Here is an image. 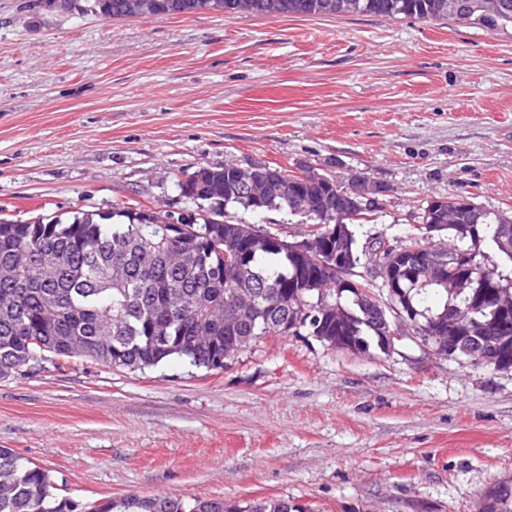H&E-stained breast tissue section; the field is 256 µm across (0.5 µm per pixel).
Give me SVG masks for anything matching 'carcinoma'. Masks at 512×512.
I'll use <instances>...</instances> for the list:
<instances>
[{"mask_svg":"<svg viewBox=\"0 0 512 512\" xmlns=\"http://www.w3.org/2000/svg\"><path fill=\"white\" fill-rule=\"evenodd\" d=\"M129 0H91L86 10L109 19L130 17ZM220 2L224 13L280 15L375 14L403 15L420 20H476L489 28L512 26V0H461L463 8L450 14L445 0H151L154 15L208 11ZM342 179L298 172L267 163L252 174L233 163L220 169L201 167L189 178L176 180L180 195L206 215L193 225L194 265L175 264L178 243L160 231L170 214L143 206L109 211L78 210L65 219L0 217V378L35 371L47 362L62 365L72 358L102 365L143 370L184 360L208 371L224 369V361L256 339L281 334L282 324L296 325L295 334L327 336L334 346L336 325L322 322L324 311L338 310L345 336L378 344V332L367 321L354 291L338 287L335 276L320 270L322 255L295 257L285 248L263 241L238 242V224L226 220L225 210L237 206L260 213L280 211L309 220L305 233L324 234L333 224H365L379 207L347 206ZM288 192H283V188ZM438 224L437 236L456 241L460 251H479L481 242L497 244L499 230L509 225L506 213L488 212L463 196H450L431 209L424 207L414 236L396 249L425 258L446 252L447 246L426 235ZM474 224L478 240L457 234V225ZM356 263L371 267L377 256L351 237ZM448 273L470 279L462 288H448L426 263L414 265L402 283V301L413 309L421 335L448 317L466 312L485 322L498 308L512 316V280L475 260L465 272L448 266ZM360 288L381 307L394 300L388 288L364 279ZM244 290L253 292L254 328L244 320L229 330L224 311ZM512 341L493 327L481 333L492 352ZM50 471L24 460L10 448H0V512H237L222 498L186 501L168 495H130L89 508L55 493ZM483 499L490 512H512V479L489 487ZM246 512H302L284 498L254 502Z\"/></svg>","mask_w":512,"mask_h":512,"instance_id":"obj_1","label":"carcinoma"}]
</instances>
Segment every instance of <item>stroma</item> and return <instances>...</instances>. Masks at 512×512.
<instances>
[{"label": "stroma", "instance_id": "stroma-1", "mask_svg": "<svg viewBox=\"0 0 512 512\" xmlns=\"http://www.w3.org/2000/svg\"><path fill=\"white\" fill-rule=\"evenodd\" d=\"M0 0V210L188 211L231 162L387 187L360 242L427 202L512 213V27L336 14L108 19ZM0 448L83 503L129 494L310 512H478L512 477V369L413 336L366 354L263 336L207 371L73 359L0 379Z\"/></svg>", "mask_w": 512, "mask_h": 512}]
</instances>
